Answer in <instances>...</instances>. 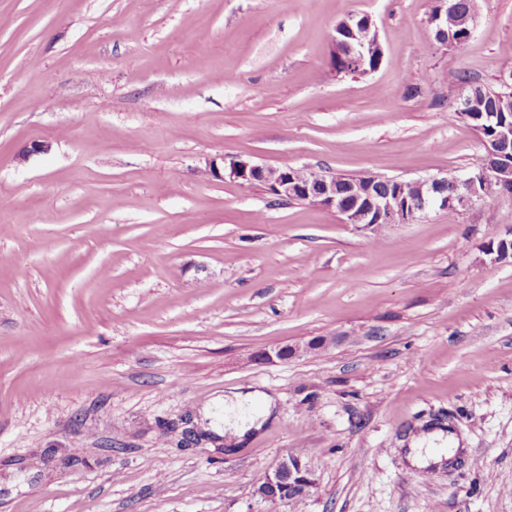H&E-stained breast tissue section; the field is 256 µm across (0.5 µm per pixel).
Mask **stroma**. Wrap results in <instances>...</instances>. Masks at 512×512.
Returning <instances> with one entry per match:
<instances>
[{
  "mask_svg": "<svg viewBox=\"0 0 512 512\" xmlns=\"http://www.w3.org/2000/svg\"><path fill=\"white\" fill-rule=\"evenodd\" d=\"M433 5L0 0V512H512V194L373 231L206 172L481 168L457 109L512 77V0H475L456 48ZM351 13L383 51L355 78L329 65ZM249 387L263 429L196 424ZM433 424L462 451L410 466ZM288 456L310 496L261 498ZM338 337L335 336H321L316 339H311L303 345H285L278 349L265 354V359L273 361L274 358L278 360H288L313 351L328 349L332 345H336Z\"/></svg>",
  "mask_w": 512,
  "mask_h": 512,
  "instance_id": "1",
  "label": "stroma"
}]
</instances>
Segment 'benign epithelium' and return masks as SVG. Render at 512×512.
I'll list each match as a JSON object with an SVG mask.
<instances>
[{
    "mask_svg": "<svg viewBox=\"0 0 512 512\" xmlns=\"http://www.w3.org/2000/svg\"><path fill=\"white\" fill-rule=\"evenodd\" d=\"M349 15L336 25V36L331 50V61L336 57L347 60L358 71L369 74L367 62L374 54H382L379 42L371 45L370 51L360 48L352 39L354 29ZM430 23L436 26V35L440 45L455 48L463 44V39H455L448 32V2L436 0V10L430 14ZM481 105L475 94L463 96L458 115L471 124L479 122L487 113L479 111ZM485 166L481 172H472L457 178L453 188H448L442 179L431 177L414 184L419 197L412 199L396 186L384 195L373 191L376 178L374 173H365L360 179L348 180L341 174L324 176L315 182L301 180L292 167H272L255 163L248 157L238 156L227 159H211L208 162L209 173L220 179H232L241 183H260L276 201L303 200L336 210L343 216L344 223L360 225L364 228L387 224H406L416 215L428 208L438 207L444 210L460 212L475 207L485 201L481 173L499 158L512 157V125L504 123L495 137L486 142ZM337 336H321L303 345H285L265 354L272 361L288 360L313 351L327 349L336 344ZM315 481L310 470L294 456L281 459L267 474L257 493L264 499L288 502L308 496Z\"/></svg>",
    "mask_w": 512,
    "mask_h": 512,
    "instance_id": "obj_1",
    "label": "benign epithelium"
}]
</instances>
